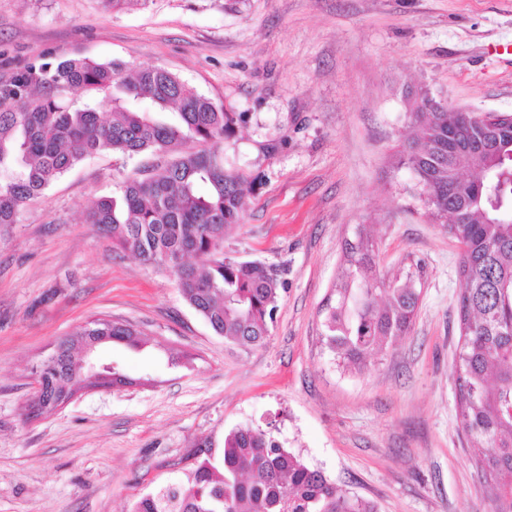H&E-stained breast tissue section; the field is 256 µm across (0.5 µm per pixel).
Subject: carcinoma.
<instances>
[{
	"instance_id": "1",
	"label": "carcinoma",
	"mask_w": 512,
	"mask_h": 512,
	"mask_svg": "<svg viewBox=\"0 0 512 512\" xmlns=\"http://www.w3.org/2000/svg\"><path fill=\"white\" fill-rule=\"evenodd\" d=\"M127 69L120 61L44 62L17 70L0 87V230L92 155H156L159 162L124 181L120 197L96 201L86 222L116 247L169 271L216 334L262 346L285 289L281 271L224 256V239L256 188V178L225 157L240 118L165 68ZM72 89L96 97L75 107L66 99ZM435 102L423 98L414 113L418 134L403 145L401 164L415 173L431 219L461 246L458 417L479 451L493 512H512V127L475 146L459 113ZM168 112L177 121L163 118ZM187 138L201 149L183 151ZM333 296L322 310L323 341L339 367L360 374L410 332L420 291L409 275L385 283L374 268L372 240L360 231L346 248ZM105 334L141 345L128 324L98 319L75 330L58 344L54 373L28 414L84 381L77 356ZM201 447L203 458L185 481L145 495L134 512H377L262 430L229 431L218 461L209 444Z\"/></svg>"
}]
</instances>
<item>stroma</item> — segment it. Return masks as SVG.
<instances>
[{"instance_id": "1", "label": "stroma", "mask_w": 512, "mask_h": 512, "mask_svg": "<svg viewBox=\"0 0 512 512\" xmlns=\"http://www.w3.org/2000/svg\"><path fill=\"white\" fill-rule=\"evenodd\" d=\"M51 58L160 66L241 114L226 152L257 186L224 254L275 265L286 285L266 343L243 347L169 272L85 223L148 153L97 154L27 202L0 233V512H133L184 480L196 444L221 457L246 426L378 512H492L452 377L460 246L400 151L423 94L512 113V0H0V83ZM363 227L378 273L412 276L420 301L410 333L354 376L324 345L320 310ZM98 318L146 340L97 352L134 385L28 418L33 366Z\"/></svg>"}]
</instances>
